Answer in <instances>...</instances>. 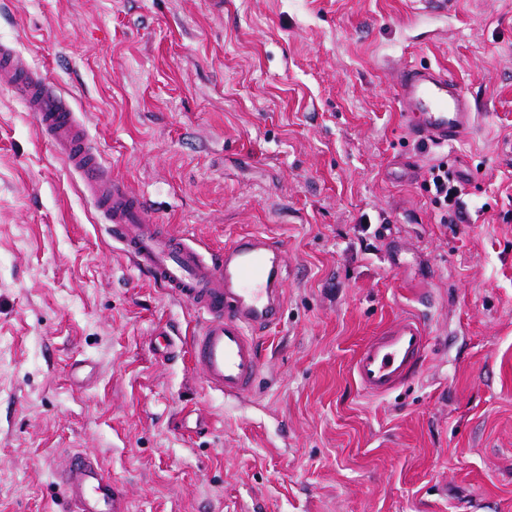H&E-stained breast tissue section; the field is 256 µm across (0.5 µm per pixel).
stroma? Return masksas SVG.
Instances as JSON below:
<instances>
[{
  "mask_svg": "<svg viewBox=\"0 0 512 512\" xmlns=\"http://www.w3.org/2000/svg\"><path fill=\"white\" fill-rule=\"evenodd\" d=\"M456 2L0 0V43L71 94L152 218L288 253L262 389L225 401L188 353H156L198 316L113 248L0 88V512H61L77 451L128 512H512V0ZM411 60L477 100L466 138L408 135ZM439 161L469 178L471 223H440L422 188ZM422 297L423 373L366 397L356 354Z\"/></svg>",
  "mask_w": 512,
  "mask_h": 512,
  "instance_id": "stroma-1",
  "label": "stroma"
}]
</instances>
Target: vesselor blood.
<instances>
[{"label":"vessel or blood","mask_w":512,"mask_h":512,"mask_svg":"<svg viewBox=\"0 0 512 512\" xmlns=\"http://www.w3.org/2000/svg\"><path fill=\"white\" fill-rule=\"evenodd\" d=\"M0 85L31 112L67 169L79 176L109 237L134 267L201 318L190 352L207 388L228 400L254 395L263 366L259 336L278 324L284 305L288 256L283 242L247 235L218 253L200 250L149 219V201L113 176L69 94L56 90L4 44ZM395 87L406 128L418 140L445 147L476 124L475 101L444 69L405 64L395 74ZM427 320L424 314L400 317L361 347L352 373L365 395H390L421 370L429 344ZM58 480L63 512H127L118 487L87 453H73Z\"/></svg>","instance_id":"b4317fda"}]
</instances>
